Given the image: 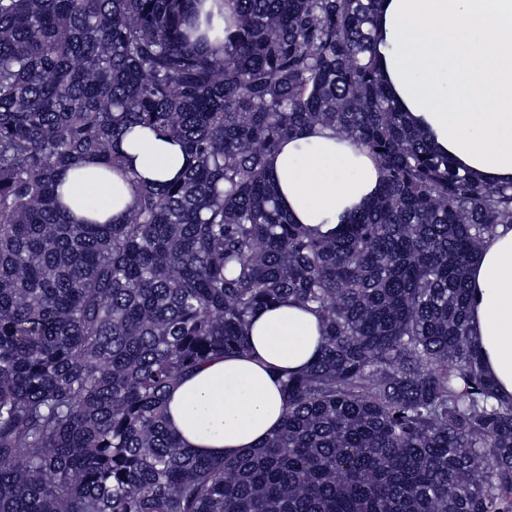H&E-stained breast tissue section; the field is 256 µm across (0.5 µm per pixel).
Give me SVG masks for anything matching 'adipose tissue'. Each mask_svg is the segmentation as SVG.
Returning <instances> with one entry per match:
<instances>
[{
	"label": "adipose tissue",
	"mask_w": 512,
	"mask_h": 512,
	"mask_svg": "<svg viewBox=\"0 0 512 512\" xmlns=\"http://www.w3.org/2000/svg\"><path fill=\"white\" fill-rule=\"evenodd\" d=\"M377 59L391 96L437 148L492 184L512 182V0H381ZM123 150L142 178L167 182L188 165L180 144L135 128ZM289 220L338 232L377 197L382 172L331 129L290 136L269 162ZM77 218L122 223L133 196L121 180L58 174ZM469 328L502 400L512 399V226L499 227L470 268ZM249 353L217 357L168 396V427L184 447L234 457L282 420L284 373L316 356L319 317L285 300L255 312Z\"/></svg>",
	"instance_id": "obj_1"
}]
</instances>
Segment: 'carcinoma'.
Returning <instances> with one entry per match:
<instances>
[{
	"instance_id": "obj_1",
	"label": "carcinoma",
	"mask_w": 512,
	"mask_h": 512,
	"mask_svg": "<svg viewBox=\"0 0 512 512\" xmlns=\"http://www.w3.org/2000/svg\"><path fill=\"white\" fill-rule=\"evenodd\" d=\"M0 0V512H512V401L467 323L468 272L512 183L472 178L377 67L380 0ZM329 127L380 165L336 236L290 223L267 159ZM135 127L192 159L141 178ZM95 161L134 203L66 219L59 171ZM318 314L281 427L214 459L167 395L250 351L260 308Z\"/></svg>"
}]
</instances>
